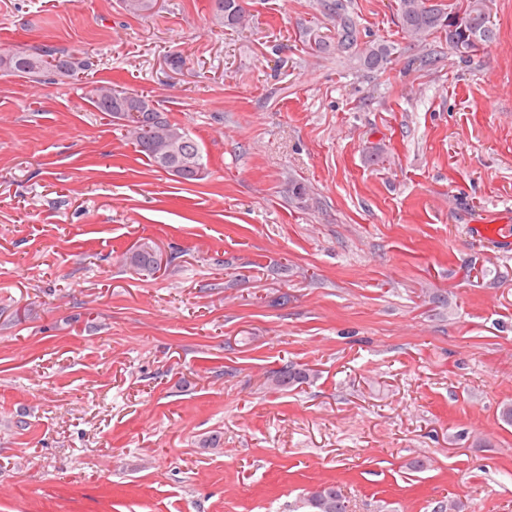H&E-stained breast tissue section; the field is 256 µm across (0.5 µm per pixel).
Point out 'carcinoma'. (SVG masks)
<instances>
[{
	"mask_svg": "<svg viewBox=\"0 0 512 512\" xmlns=\"http://www.w3.org/2000/svg\"><path fill=\"white\" fill-rule=\"evenodd\" d=\"M155 5L156 0H122V8L133 16L149 15ZM246 5L247 0H213L214 16L224 26L236 28L245 17ZM398 21L402 31L410 36H443L461 58L480 51L495 36L487 0H450L446 4L435 0H399ZM393 51L391 45L373 44L365 49L362 64L377 69L388 62ZM91 67L89 60L75 59L56 49L0 53L1 69L34 81L49 75L75 78ZM89 97L99 111L129 129L138 151L151 165L183 182L204 178L206 163L199 142L184 127L168 121L146 96L114 85L94 84ZM126 261L137 271L153 273L160 269V254L147 243L131 251ZM310 379L309 370L292 363L275 375V383L280 387L300 385ZM305 505L309 512H349L347 496L338 485L309 492Z\"/></svg>",
	"mask_w": 512,
	"mask_h": 512,
	"instance_id": "obj_1",
	"label": "carcinoma"
}]
</instances>
